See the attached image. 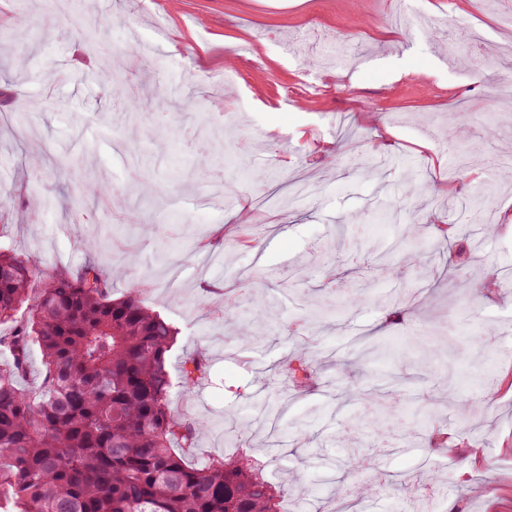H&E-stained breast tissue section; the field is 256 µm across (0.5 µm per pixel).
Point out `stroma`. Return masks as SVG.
Here are the masks:
<instances>
[{"instance_id": "stroma-1", "label": "stroma", "mask_w": 512, "mask_h": 512, "mask_svg": "<svg viewBox=\"0 0 512 512\" xmlns=\"http://www.w3.org/2000/svg\"><path fill=\"white\" fill-rule=\"evenodd\" d=\"M431 17L416 32L396 30V0H0V246L33 256L42 274L78 275L90 264L126 266L111 298L142 291L145 303L177 330L169 352L171 392L179 413L207 430L193 456L202 464L251 449L265 476L281 486L294 512H336L362 480L380 487L368 512H401L397 479L420 465L439 471L432 512H512V398L487 395L483 375L512 374V287L494 296L475 287L512 273V173L496 172L487 208L500 226L479 252L467 242L436 243L433 225L462 224L465 203L494 154H512V96L493 98L512 75V0H407ZM32 19L13 24L18 9ZM54 26L42 27L45 15ZM93 22L114 59L85 36ZM124 65L136 96L200 102L197 112L131 121L108 78ZM10 112L34 131L18 133ZM176 128L167 138L159 127ZM299 151L283 159L282 139ZM160 206L129 198L121 211L153 224L145 235L116 221L78 176L40 163L79 154L99 180L122 175L128 152ZM453 182V195H421L422 185ZM416 238L418 255L398 248ZM331 242L329 256L317 248ZM137 262L127 265V251ZM465 272L472 291L453 289ZM430 286L425 304H408L390 324L381 295ZM275 301L261 321L256 348L225 342L224 299L234 315L254 317L255 287ZM365 297L351 307V294ZM331 307L319 341L316 388L294 393L276 422L253 406L273 370L300 348L277 335L279 322L308 318L310 304ZM494 329L493 352L481 350ZM433 353L398 355L416 330ZM382 337L390 355L356 364L358 336ZM204 352L208 374L194 390L183 365ZM400 375V413L425 400L449 434H463L476 457L417 442L384 453L371 429L353 445L362 472L331 469L316 442L343 431L360 411L356 391ZM283 441L269 460V433Z\"/></svg>"}]
</instances>
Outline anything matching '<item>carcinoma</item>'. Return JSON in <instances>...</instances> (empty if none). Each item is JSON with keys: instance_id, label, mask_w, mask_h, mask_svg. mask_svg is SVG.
Here are the masks:
<instances>
[{"instance_id": "cac0c4a2", "label": "carcinoma", "mask_w": 512, "mask_h": 512, "mask_svg": "<svg viewBox=\"0 0 512 512\" xmlns=\"http://www.w3.org/2000/svg\"><path fill=\"white\" fill-rule=\"evenodd\" d=\"M125 273L87 266L75 277H45L36 262L0 248V336L10 360L0 363V501L12 512H282L276 486L245 452L187 461L206 429L176 412L168 353L175 329L148 308L141 289L118 299L108 281ZM235 339L257 345L253 324ZM45 363L40 388L16 384L28 351ZM203 355L189 358L183 384L206 371ZM299 387L313 385L302 355L284 365ZM365 413L352 416L347 435L365 425L383 436L415 434L374 391L361 393Z\"/></svg>"}]
</instances>
